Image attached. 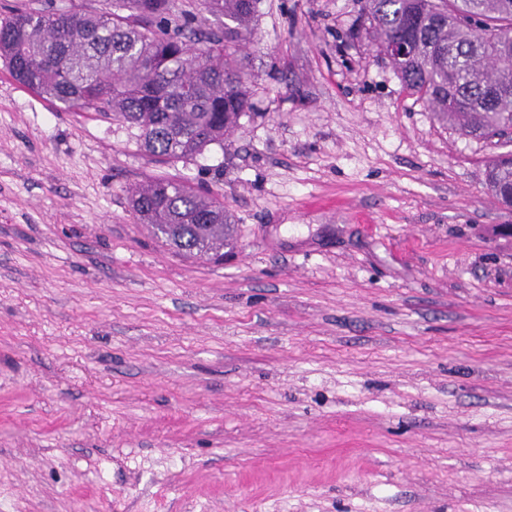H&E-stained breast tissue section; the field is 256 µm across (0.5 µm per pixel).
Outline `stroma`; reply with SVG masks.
I'll list each match as a JSON object with an SVG mask.
<instances>
[{"mask_svg":"<svg viewBox=\"0 0 512 512\" xmlns=\"http://www.w3.org/2000/svg\"><path fill=\"white\" fill-rule=\"evenodd\" d=\"M363 0H260L190 163L0 62V512H512V142L436 121ZM218 194L222 261L139 224ZM486 182L498 199L500 193L512 190V157L502 155L491 159L487 164ZM139 224H146L162 243L187 257L224 256L232 220L224 201L186 182L158 178L132 196Z\"/></svg>","mask_w":512,"mask_h":512,"instance_id":"stroma-1","label":"stroma"}]
</instances>
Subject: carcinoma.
Instances as JSON below:
<instances>
[{"mask_svg": "<svg viewBox=\"0 0 512 512\" xmlns=\"http://www.w3.org/2000/svg\"><path fill=\"white\" fill-rule=\"evenodd\" d=\"M224 18L200 36L176 0H110L94 12L23 9L0 22V59L23 86L69 112H96L138 129L140 147L187 163L252 108L233 46L254 34L258 0H199ZM378 48L411 38L391 60L405 88L438 122L488 139L512 129V0H366ZM495 195L512 190V157L489 161ZM139 223L187 257L224 256L232 220L224 200L158 178L132 196Z\"/></svg>", "mask_w": 512, "mask_h": 512, "instance_id": "obj_1", "label": "carcinoma"}]
</instances>
